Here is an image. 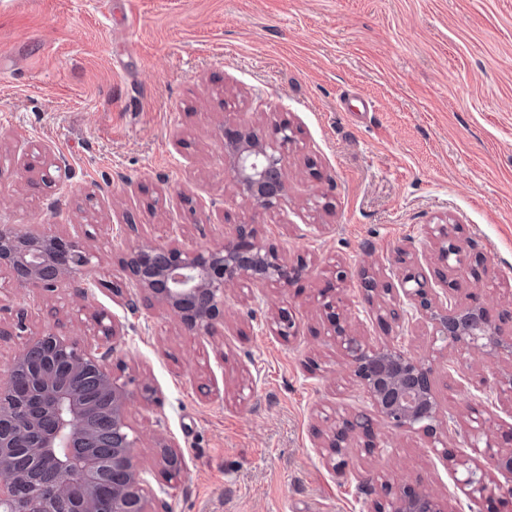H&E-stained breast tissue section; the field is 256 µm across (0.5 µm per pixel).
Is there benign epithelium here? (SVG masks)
Here are the masks:
<instances>
[{
  "mask_svg": "<svg viewBox=\"0 0 512 512\" xmlns=\"http://www.w3.org/2000/svg\"><path fill=\"white\" fill-rule=\"evenodd\" d=\"M225 164L238 204L258 214L281 210L288 198V158L298 145V129L286 121L265 129L224 124ZM39 178L33 186L52 184L60 171L56 161L24 165ZM456 224L430 226V251L411 245L396 250L387 266L370 262L357 277L362 300L379 320L399 328L407 320L424 325L429 344L422 354L400 348L391 340L373 343L359 334L349 317L336 309L343 304L341 288L348 272H335L333 294H324L319 307L331 317L327 333L336 342L348 380L367 398L369 411L336 413L331 426L315 429L316 447L333 470L347 465L352 446L370 456L377 448L375 419L393 431L418 436L453 475L459 496L472 512L484 503L512 504V487L493 481L480 463L483 458L503 476H512V448L497 441V425L484 411L469 407L470 452L448 447L447 410L437 394L436 373L454 354L468 365L481 358L496 364L475 378L458 374L463 391L492 390L499 394L503 413L512 419V310L494 316L481 305H450L440 290L448 270L465 266L469 255L457 238ZM95 253L80 239L58 232L21 231L0 225V275L18 288L48 295L65 282L81 280V298L93 294L87 280ZM124 279L144 304L172 317L186 333L203 337L224 335V295L247 282L256 288H273L285 296L288 288L309 269L304 258L292 261L265 245L255 224H237L234 232L216 246L187 248L173 242L135 243L119 259ZM92 329L107 348L103 352L82 345L70 325L58 320L53 328L29 340L12 358L7 381H0V512H168L166 500L146 478L147 467L136 453L138 434L132 418L136 408L158 402L157 391L147 381L126 373V367L109 364L108 343L123 335V325L104 311L91 314ZM277 336H295V321L279 314L270 323ZM28 311H16L8 323L0 322V337L28 334ZM31 375L22 386L17 373ZM91 371L108 398L112 419V456L84 452L98 439L91 423L98 406L80 389L78 381ZM26 459V466L19 465ZM153 465L169 478L178 479L183 458L166 438L157 439ZM42 470L48 486L29 480V470ZM375 512H455V504L420 482L396 484L386 505Z\"/></svg>",
  "mask_w": 512,
  "mask_h": 512,
  "instance_id": "1",
  "label": "benign epithelium"
}]
</instances>
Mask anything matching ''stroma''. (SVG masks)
Here are the masks:
<instances>
[{"label": "stroma", "instance_id": "35a3bbf8", "mask_svg": "<svg viewBox=\"0 0 512 512\" xmlns=\"http://www.w3.org/2000/svg\"><path fill=\"white\" fill-rule=\"evenodd\" d=\"M226 120L298 128L300 159L279 214L234 206L218 134ZM40 149L62 169L55 185L32 189L23 161ZM185 195L199 200L196 211ZM443 217L483 259L478 276L449 274V301L511 305L512 0H0V225L51 224L97 256L85 310L75 283L36 297L4 277L0 307L26 308L37 334L70 320L92 346L90 312L124 324L112 360L161 400L134 414L137 454L151 464L160 434L183 457L179 479L157 468L149 477L167 490L169 512H372L385 492L363 486L369 470L456 496L414 434L377 423L378 451L351 452L340 474L313 437L324 416L368 407L342 380L314 304L330 265L389 263L400 244L423 247ZM244 221L315 265L284 298L228 292L223 335H188L135 289L113 295L133 240H167L180 224L183 245L214 246ZM344 298L372 342L425 352V329L387 330L357 281ZM280 306L297 336L270 331ZM459 369L448 359L436 378L456 448L470 404L499 413L495 394L454 389ZM207 382L217 394L201 393Z\"/></svg>", "mask_w": 512, "mask_h": 512}]
</instances>
